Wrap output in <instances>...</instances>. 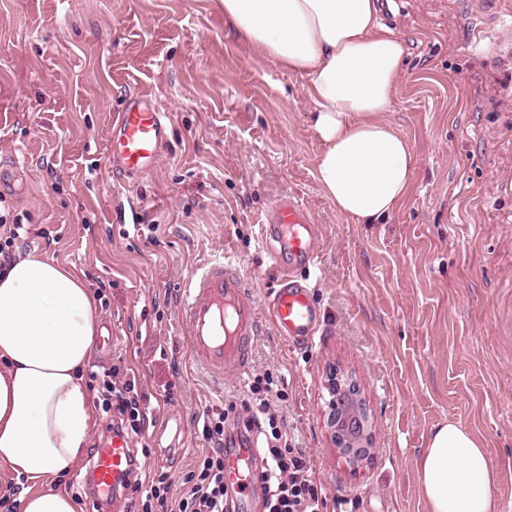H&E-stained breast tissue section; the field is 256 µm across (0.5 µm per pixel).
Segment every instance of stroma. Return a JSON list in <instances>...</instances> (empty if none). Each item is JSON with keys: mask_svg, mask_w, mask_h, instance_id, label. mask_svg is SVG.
I'll return each mask as SVG.
<instances>
[{"mask_svg": "<svg viewBox=\"0 0 512 512\" xmlns=\"http://www.w3.org/2000/svg\"><path fill=\"white\" fill-rule=\"evenodd\" d=\"M384 23L407 63L387 118L411 140L414 182L383 224L340 216L314 178L321 144L302 79L237 39L220 0H0V211L23 224L21 252L55 259L101 294L87 387L113 365L145 396L138 479L185 474L211 444L208 412L235 402L251 418L249 378L278 376L271 399L322 488L323 512H429L418 457L439 424L486 448L499 512H512V0H389ZM151 95L170 121L144 176L107 162L125 99ZM319 224L311 294L325 321L307 347L263 319L251 363L215 392L193 367L180 324L183 289L226 253L265 305L275 272L261 219L282 194ZM155 225L152 235L142 233ZM352 373L374 421L371 458L352 468L326 427L330 368ZM183 448L155 441L165 414Z\"/></svg>", "mask_w": 512, "mask_h": 512, "instance_id": "35a3bbf8", "label": "stroma"}]
</instances>
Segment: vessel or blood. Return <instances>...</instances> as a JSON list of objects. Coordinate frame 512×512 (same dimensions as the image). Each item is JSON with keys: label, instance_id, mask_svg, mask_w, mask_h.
Returning <instances> with one entry per match:
<instances>
[{"label": "vessel or blood", "instance_id": "b4317fda", "mask_svg": "<svg viewBox=\"0 0 512 512\" xmlns=\"http://www.w3.org/2000/svg\"><path fill=\"white\" fill-rule=\"evenodd\" d=\"M167 122L156 101L145 94L127 99L112 123L108 155L114 169L147 174L159 161ZM270 257L281 271L279 288L268 302L278 333L294 348L311 343L320 330L321 311L310 295L308 272L318 265V226L293 193L275 200L261 225ZM181 317L190 355L203 373L221 382L224 373L242 371L250 363L251 343L260 329L257 304L248 289L239 262L228 255L200 264L185 288ZM123 440L113 439L97 449L92 472L95 502L104 505L123 482L128 469ZM257 460L253 436L235 437L224 453V482L238 497V512H249L250 475Z\"/></svg>", "mask_w": 512, "mask_h": 512}]
</instances>
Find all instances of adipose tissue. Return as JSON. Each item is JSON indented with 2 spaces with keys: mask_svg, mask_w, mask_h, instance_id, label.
<instances>
[{
  "mask_svg": "<svg viewBox=\"0 0 512 512\" xmlns=\"http://www.w3.org/2000/svg\"><path fill=\"white\" fill-rule=\"evenodd\" d=\"M237 37L301 77L306 122L322 145L315 178L338 214L385 222L415 176L410 140L385 114L406 47L379 21L380 0H222ZM97 307L85 283L55 260L29 254L0 272V464L38 484L22 512H77L52 479L70 473L93 426L83 368ZM430 512H497L495 470L457 421L437 426L417 462Z\"/></svg>",
  "mask_w": 512,
  "mask_h": 512,
  "instance_id": "1",
  "label": "adipose tissue"
}]
</instances>
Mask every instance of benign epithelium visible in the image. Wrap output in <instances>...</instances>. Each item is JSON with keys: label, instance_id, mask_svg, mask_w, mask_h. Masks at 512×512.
<instances>
[{"label": "benign epithelium", "instance_id": "1", "mask_svg": "<svg viewBox=\"0 0 512 512\" xmlns=\"http://www.w3.org/2000/svg\"><path fill=\"white\" fill-rule=\"evenodd\" d=\"M325 388L331 441L346 462L356 468L369 458L372 442V424L359 388L350 374L336 369L327 374Z\"/></svg>", "mask_w": 512, "mask_h": 512}]
</instances>
